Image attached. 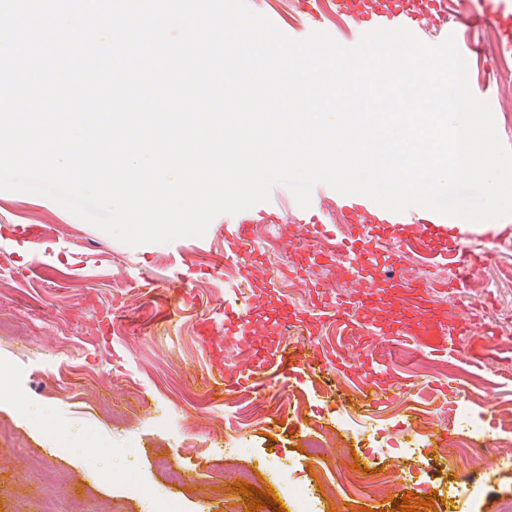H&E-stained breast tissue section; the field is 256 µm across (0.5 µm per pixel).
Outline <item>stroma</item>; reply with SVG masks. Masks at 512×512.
Here are the masks:
<instances>
[{
    "label": "stroma",
    "instance_id": "1",
    "mask_svg": "<svg viewBox=\"0 0 512 512\" xmlns=\"http://www.w3.org/2000/svg\"><path fill=\"white\" fill-rule=\"evenodd\" d=\"M288 0H248L286 35H309V18ZM483 5L459 9L461 54L469 83L491 106L497 134L512 149V99L488 64L498 50L490 24L474 22ZM250 226L255 260L227 264L217 216L203 237L130 247L52 200L0 191V367L20 376L29 404L0 397V512H150L129 496L134 475L179 512H251L236 490L242 473L255 488L274 487L261 512H301L293 496L308 489L315 512H395L406 492L435 495L437 512H500L512 502V379L497 355L512 349V222L494 230L472 224L465 249L494 250L490 264L467 269L464 305L480 308L494 330L489 362L467 363L464 338L435 352L422 315L394 306L387 269L367 277L336 272L332 245L316 261L293 253L305 240L302 215L272 194ZM16 224H39L43 240L17 245ZM403 274L431 283L448 278V261L409 243ZM378 289H371V282ZM370 290L357 318L320 323L318 297ZM248 309L243 326L224 323L227 307ZM290 317L291 331L276 326ZM417 335L415 344L405 334ZM248 335L290 357L263 366L261 386L207 393L218 371L252 368L236 339ZM390 385L392 398L368 405L363 392ZM460 390L448 405V388ZM476 419L493 439L482 463L468 462L465 427ZM72 452H59L63 442ZM172 460L183 481L156 466Z\"/></svg>",
    "mask_w": 512,
    "mask_h": 512
}]
</instances>
